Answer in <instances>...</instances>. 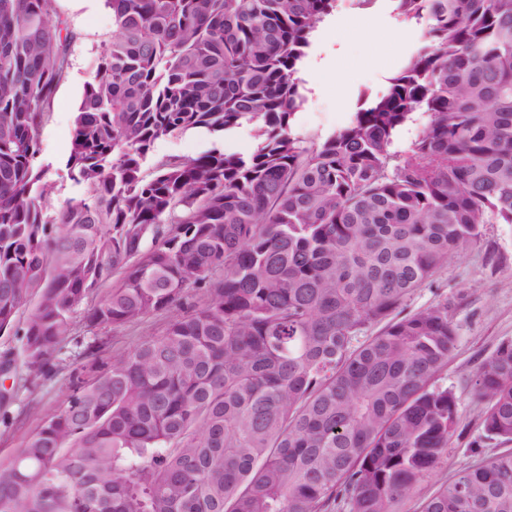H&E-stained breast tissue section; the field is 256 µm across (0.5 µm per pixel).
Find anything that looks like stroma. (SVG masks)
Listing matches in <instances>:
<instances>
[{
    "label": "stroma",
    "mask_w": 512,
    "mask_h": 512,
    "mask_svg": "<svg viewBox=\"0 0 512 512\" xmlns=\"http://www.w3.org/2000/svg\"><path fill=\"white\" fill-rule=\"evenodd\" d=\"M50 8L75 35L68 74L40 131L39 161L55 183L51 204L56 207L75 194L65 163L77 108L112 35V11L105 0H51ZM426 28V19L400 15L396 0H337L312 33L296 73L302 101L290 127L304 147L316 148L347 127L355 112L384 92L391 78L425 46ZM257 143L248 126L227 136L190 129L157 140L150 155L195 157L216 147L247 154ZM440 302L448 305L458 342L436 382L460 398L461 434L430 478L402 504V512H418L421 500L441 483L504 449L499 441L484 436L485 406L473 395L471 379L501 342L512 340V224L482 225L478 244L450 259L408 300L407 309L413 312ZM169 319L162 313L115 332L88 326L83 312H76L51 376L32 380L23 374L6 380L15 396L7 414L0 415V458L15 455L44 421L64 407L74 382L90 380L99 365L159 334Z\"/></svg>",
    "instance_id": "stroma-1"
}]
</instances>
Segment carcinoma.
<instances>
[{
	"label": "carcinoma",
	"mask_w": 512,
	"mask_h": 512,
	"mask_svg": "<svg viewBox=\"0 0 512 512\" xmlns=\"http://www.w3.org/2000/svg\"><path fill=\"white\" fill-rule=\"evenodd\" d=\"M107 4L65 165L79 196L53 211L40 126L72 34L50 0H0V335L22 330L0 375L51 373L82 306L116 332L176 313L0 462V512H399L459 427L435 384L448 303L406 302L482 225L512 224V0H398L427 45L311 151L294 75L336 0ZM245 124L247 156L144 174L161 138ZM473 393L486 437L511 443L512 341ZM419 512H512V448ZM426 118L421 113H416L414 121L409 122L398 134L390 150L391 152H404L408 150L411 144L417 139Z\"/></svg>",
	"instance_id": "carcinoma-1"
}]
</instances>
